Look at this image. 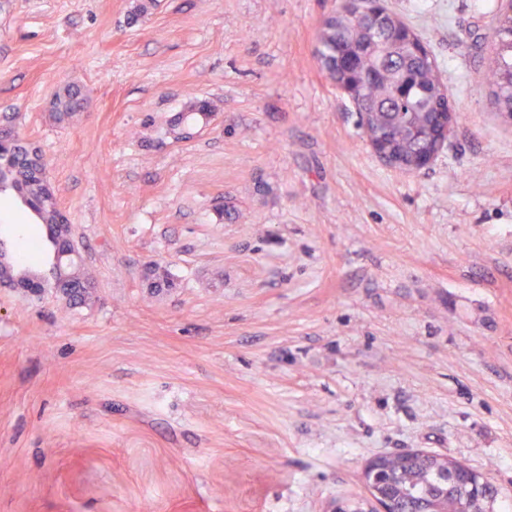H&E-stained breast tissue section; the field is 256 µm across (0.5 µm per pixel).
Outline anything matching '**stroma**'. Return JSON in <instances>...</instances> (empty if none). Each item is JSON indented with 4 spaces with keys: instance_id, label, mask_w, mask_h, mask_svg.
I'll return each mask as SVG.
<instances>
[{
    "instance_id": "35a3bbf8",
    "label": "stroma",
    "mask_w": 512,
    "mask_h": 512,
    "mask_svg": "<svg viewBox=\"0 0 512 512\" xmlns=\"http://www.w3.org/2000/svg\"><path fill=\"white\" fill-rule=\"evenodd\" d=\"M156 2L131 26L133 0H0V116L40 148L93 278L76 305L0 286V512H333L407 450L512 497L499 0H387L458 114L409 175L318 61L339 0ZM67 83L87 104L59 125ZM45 236L0 196L18 270L48 276Z\"/></svg>"
}]
</instances>
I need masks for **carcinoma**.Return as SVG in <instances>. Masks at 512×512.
Returning <instances> with one entry per match:
<instances>
[{
	"label": "carcinoma",
	"instance_id": "carcinoma-1",
	"mask_svg": "<svg viewBox=\"0 0 512 512\" xmlns=\"http://www.w3.org/2000/svg\"><path fill=\"white\" fill-rule=\"evenodd\" d=\"M151 7L150 0H136L128 13V24L143 22ZM318 42V58L330 79L336 77L337 63L345 64L342 75L356 86L358 111L373 113L377 139L397 158L394 170L416 172L431 143V133L424 128L419 135H412L405 113L425 111L435 97L433 77L438 66L434 57L418 54L396 28L386 30L367 17L336 19L320 29ZM490 46L494 64L486 71V82L497 111L512 117V13L503 7L493 14ZM83 101L79 86L63 85L55 98L52 118L59 123L73 118L83 108ZM11 191L26 198L49 235H54L58 202L47 197L19 140L6 158V168L0 171V195ZM146 278L156 291L170 284L168 271L160 266L148 268ZM88 286L84 270L74 264L64 268L57 291L76 304L86 300ZM374 484L394 502L397 512H430L436 507L442 512H487L486 506L500 494L492 481L478 485L469 469L453 467L449 461L423 452L384 456Z\"/></svg>",
	"mask_w": 512,
	"mask_h": 512
}]
</instances>
